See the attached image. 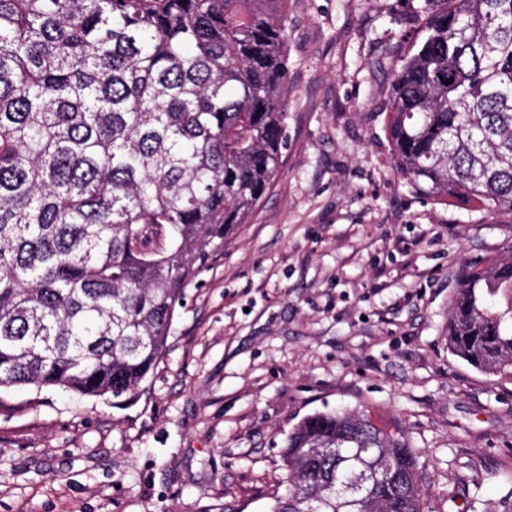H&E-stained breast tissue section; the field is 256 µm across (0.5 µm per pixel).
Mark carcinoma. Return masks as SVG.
I'll list each match as a JSON object with an SVG mask.
<instances>
[{
  "label": "carcinoma",
  "mask_w": 512,
  "mask_h": 512,
  "mask_svg": "<svg viewBox=\"0 0 512 512\" xmlns=\"http://www.w3.org/2000/svg\"><path fill=\"white\" fill-rule=\"evenodd\" d=\"M286 2L0 0V392L136 398L279 171ZM415 19L386 89L393 167L437 204L512 215V0ZM448 352L512 378V256L458 274ZM417 458L367 410L314 413L271 512H424Z\"/></svg>",
  "instance_id": "cac0c4a2"
}]
</instances>
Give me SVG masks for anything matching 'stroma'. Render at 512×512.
<instances>
[{
  "mask_svg": "<svg viewBox=\"0 0 512 512\" xmlns=\"http://www.w3.org/2000/svg\"><path fill=\"white\" fill-rule=\"evenodd\" d=\"M421 0H288V145L248 223L186 290L136 403L7 394L0 512H270L282 447L339 406L398 424L424 512L512 506V380L448 351L465 265L512 215L438 205L396 174L385 89Z\"/></svg>",
  "mask_w": 512,
  "mask_h": 512,
  "instance_id": "obj_1",
  "label": "stroma"
}]
</instances>
